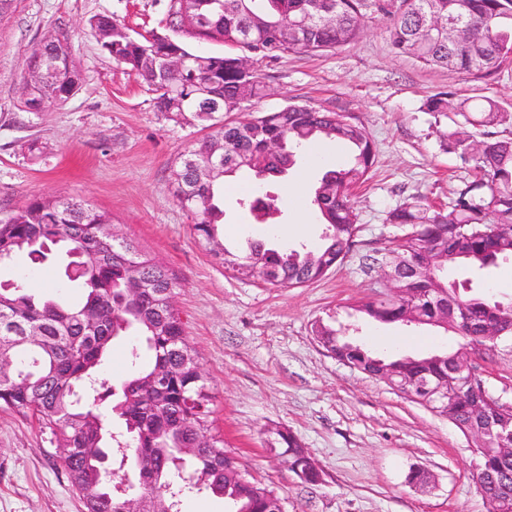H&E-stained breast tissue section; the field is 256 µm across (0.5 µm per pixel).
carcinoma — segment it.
I'll list each match as a JSON object with an SVG mask.
<instances>
[{"label": "carcinoma", "instance_id": "obj_1", "mask_svg": "<svg viewBox=\"0 0 512 512\" xmlns=\"http://www.w3.org/2000/svg\"><path fill=\"white\" fill-rule=\"evenodd\" d=\"M389 20L393 50L424 67L491 77L512 54V0H180L176 14L189 20L187 33L203 41L224 40L228 52L210 55L185 43L167 44L141 37L131 41L115 32L108 15L91 20L101 47L142 78L154 94L153 107L177 124L197 125L209 134L179 157L173 171V195L194 218L198 244L242 277L261 265L274 272L268 284L304 285L321 279L354 245L356 215L351 189L363 184L375 162L365 127L339 112L290 104L249 121L226 122L203 109L205 97L237 112L265 95L256 72L247 73L238 51L248 48L253 62L289 52L324 53L355 41L367 12ZM53 65L61 80L36 83L30 107L51 108L78 88L81 73L67 40L49 34L32 51L27 71ZM426 110L460 117L442 135L441 147L472 168L471 179L446 208L421 197L391 209L386 223L403 229L381 259L384 275L401 294L369 301L358 311L381 323L446 326L475 344L512 339V308L481 295H462L448 286V267L459 263L483 270L512 254V130L488 132L476 140L472 126L497 127L512 118L489 98L471 115L468 101L448 92L427 98ZM326 137L352 144L351 165L326 172L314 190L313 204L326 225L323 243L313 250L280 252L266 248L256 256L224 247V177L241 170L262 183L281 180L294 164L295 151ZM283 140L287 152L268 145ZM216 162L224 175L205 168ZM112 217L74 198L39 197L0 221V264L18 252L45 260L63 246L70 258L66 277L83 289L77 305L40 296L26 283H0V408L30 413L50 432L55 448H72L63 458L84 512H120L124 499L105 480L112 452L138 463L139 485L150 512H178L183 488L224 497L229 512H280L282 499L269 486L239 469L224 439L211 435V395L197 361L186 347L179 314L168 300L175 277L160 261L143 256L132 242L115 241L107 230ZM432 269L435 278L420 271ZM141 337L148 361L131 352V372L119 386L102 373L115 339L130 332ZM326 351L363 370L376 369L379 356L357 344L350 348L332 327L318 321L312 329ZM456 352L383 358L394 383L432 409L448 402L446 417L480 447L478 486L490 512H512V406L499 402L479 380L460 398ZM448 385V397L424 399L419 382ZM116 398L111 412L125 428L114 434L98 406ZM273 446L285 448L291 467L315 485L321 471L289 432L276 431ZM192 448L185 455L182 450Z\"/></svg>", "mask_w": 512, "mask_h": 512}]
</instances>
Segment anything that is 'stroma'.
I'll return each instance as SVG.
<instances>
[{"instance_id":"1","label":"stroma","mask_w":512,"mask_h":512,"mask_svg":"<svg viewBox=\"0 0 512 512\" xmlns=\"http://www.w3.org/2000/svg\"><path fill=\"white\" fill-rule=\"evenodd\" d=\"M169 7L170 0H14L0 15V219L35 198H78L172 269L174 307L213 396V429L242 471L278 493L285 512H489L472 478L467 437L445 416L328 353L312 327L323 321L388 355L467 351L489 394L512 403V340L470 349L439 327L381 324L355 312L388 289L377 259L398 230L386 223L387 212L417 196L448 206L469 173L440 146L452 117L426 112V99L448 91L476 105L489 97L512 114V62L492 78L422 67L393 51L387 18L371 12L350 44L258 63L267 94L240 119L307 104L362 124L376 149L353 197L351 252L318 281L274 287L234 277L197 243L191 217L173 197L172 177L202 132L154 112L149 86L104 52L89 26L107 14L129 32H161ZM50 33L67 37L81 83L65 103L40 112L21 104L20 81L33 47ZM33 142L39 149L32 153ZM322 147L316 156L301 152L292 173L304 189L295 199L280 183L226 177L224 244L243 249L259 240L284 251L317 245L324 227L311 189L348 161L334 142ZM263 194L276 198L278 211L261 224L239 200ZM285 224L291 233H281ZM67 263L62 253L36 263L22 252L0 266V283L22 280L73 302L80 291L65 275ZM448 279L460 292L512 301V256L482 271L451 267ZM279 429L301 442L323 472L321 484L303 483L287 457L268 446ZM48 438L31 416L0 409V512H84ZM415 470L427 474L428 485L409 483Z\"/></svg>"}]
</instances>
